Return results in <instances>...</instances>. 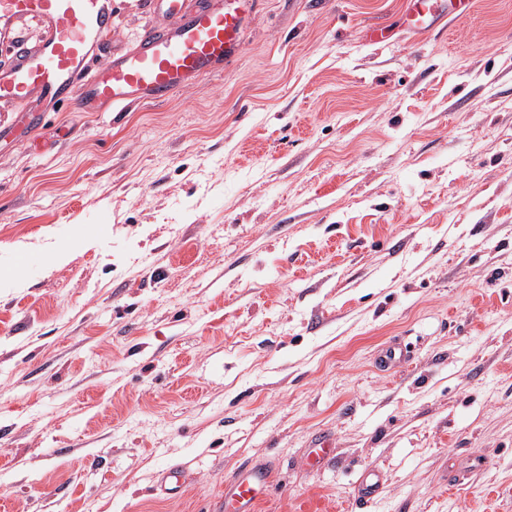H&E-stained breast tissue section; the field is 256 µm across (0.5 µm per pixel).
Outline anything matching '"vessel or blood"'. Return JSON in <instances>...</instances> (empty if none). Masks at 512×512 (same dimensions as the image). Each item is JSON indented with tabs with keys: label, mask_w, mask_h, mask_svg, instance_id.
I'll use <instances>...</instances> for the list:
<instances>
[{
	"label": "vessel or blood",
	"mask_w": 512,
	"mask_h": 512,
	"mask_svg": "<svg viewBox=\"0 0 512 512\" xmlns=\"http://www.w3.org/2000/svg\"><path fill=\"white\" fill-rule=\"evenodd\" d=\"M114 0H0V109L14 116L0 126V142L19 143L45 125V115L66 105L83 112L122 111L158 102L223 72L242 57L258 0H149L158 23L130 46L109 50ZM473 0H406L405 26L427 36L447 18L467 17ZM42 30L29 40V22ZM413 360L403 339L380 347L376 367L393 373ZM336 456L330 435L317 438L307 459L322 467ZM276 468L249 460L225 474L219 505L212 512H259L276 490ZM179 465L165 466L156 493L177 496L191 482ZM382 472L364 467L355 492L376 501Z\"/></svg>",
	"instance_id": "vessel-or-blood-1"
}]
</instances>
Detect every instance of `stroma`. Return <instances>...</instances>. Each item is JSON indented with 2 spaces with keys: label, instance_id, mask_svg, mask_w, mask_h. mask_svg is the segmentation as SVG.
<instances>
[{
  "label": "stroma",
  "instance_id": "obj_1",
  "mask_svg": "<svg viewBox=\"0 0 512 512\" xmlns=\"http://www.w3.org/2000/svg\"><path fill=\"white\" fill-rule=\"evenodd\" d=\"M403 6L260 0L234 67L0 146V512H202L247 459L261 512H512V0ZM473 10V0H406L405 26L421 36L432 34L448 16L467 17ZM412 360L409 344L398 338L380 347L375 357V365L381 372L391 374L399 368L409 366ZM317 448H309L307 459L313 467L320 468L331 462L336 456V448L329 434H323L316 440ZM190 472L183 466L167 465L160 472L155 492L167 496H178L191 482ZM384 485L382 472L374 466L364 467L355 482V493L358 498L366 503L376 501Z\"/></svg>",
  "mask_w": 512,
  "mask_h": 512
}]
</instances>
